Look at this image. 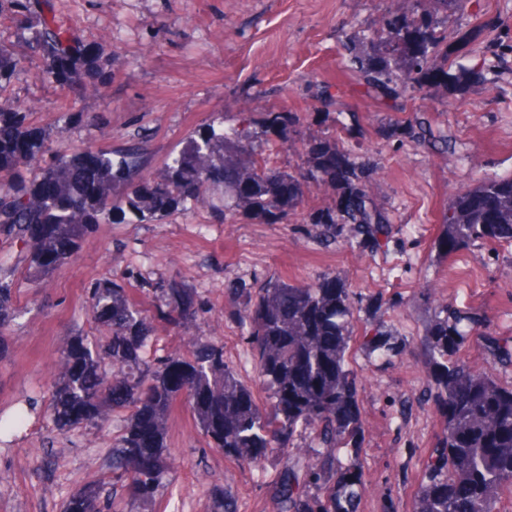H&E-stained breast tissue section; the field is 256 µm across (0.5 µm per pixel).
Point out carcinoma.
Returning <instances> with one entry per match:
<instances>
[{
	"label": "carcinoma",
	"mask_w": 512,
	"mask_h": 512,
	"mask_svg": "<svg viewBox=\"0 0 512 512\" xmlns=\"http://www.w3.org/2000/svg\"><path fill=\"white\" fill-rule=\"evenodd\" d=\"M431 8L409 24L390 14L367 30L350 27L351 57L364 82L404 94L445 78L435 60L438 30L465 9L467 0H427ZM15 29L14 44L0 41V84L38 58L59 86L82 87L99 75V60L57 15L54 0H0V19ZM301 126L297 112L271 111L259 122L222 115L190 135L164 163L162 173H144L145 145L118 149L74 148L52 128L33 127L27 113L0 103V242L17 249L39 281L51 279L77 252L95 224L116 214L151 224L176 212L212 208L284 218L303 204L305 189L346 187L333 208L312 212L309 223L336 240L340 226L379 244L392 225L367 205L363 186L336 147L314 142L308 169L268 171L265 147L290 149ZM440 244L448 253L476 242L512 245V176L486 179L457 195L443 214ZM12 269L0 266V359L8 351L4 330L18 309ZM154 315L115 282L87 291L100 340L77 337L61 354L52 391L51 417L59 429L102 428L125 414L121 433L108 451L112 483L90 482L74 492L65 512H137L151 502L171 467L167 425L177 403L190 406L195 427L213 447L250 469L270 457L282 468L270 485L262 512H362L370 478L358 462L365 435L360 404L363 376L349 367L355 321L349 289L325 276L312 284L279 277L242 288L237 319L249 327L256 382L269 394L263 402L224 361V347L192 341L185 353L159 354L152 318L186 328L207 313L195 289L175 281L142 289ZM435 318L419 342L425 395L435 408L439 432L425 450L424 477L410 512H501L498 493L512 490V384L477 370L458 357L472 318L448 296L431 305ZM383 317L365 332L371 363L388 365L410 340L384 337ZM502 366H512V336L491 337ZM308 448L305 455L296 449ZM208 512H237L232 495L216 490Z\"/></svg>",
	"instance_id": "obj_1"
}]
</instances>
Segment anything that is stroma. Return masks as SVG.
I'll use <instances>...</instances> for the list:
<instances>
[{
    "label": "stroma",
    "instance_id": "obj_1",
    "mask_svg": "<svg viewBox=\"0 0 512 512\" xmlns=\"http://www.w3.org/2000/svg\"><path fill=\"white\" fill-rule=\"evenodd\" d=\"M64 21L104 72L101 92L82 96L43 77L39 60L0 85V102L29 108L28 121L52 127L62 140L98 147L146 146L145 172L159 173L170 152L221 113L252 103L253 118L276 109L300 113V145L273 157L271 171L310 167L304 142L344 151L368 189L369 202L389 216L392 237L377 248L330 242L307 224L309 211L333 205L330 190L310 189L287 219L224 216L203 208L152 224L116 220L96 225L77 254L45 283L24 271L13 277L21 313L6 330L0 359V417L36 402L28 426L0 437V512H64L85 483L107 481L108 449L124 425L57 431L46 409L60 352L76 336L103 331L85 303L94 281L137 292L176 280L197 290L208 311L187 332L155 323L166 350L183 335L224 347V358L254 385L248 329L235 316L227 288L279 276L309 284L331 275L349 289L357 309L351 366L370 378L361 399L366 418L359 462L379 489L365 512H406L422 474L425 448L438 431L431 405L418 395L420 350L404 363L376 367L362 346L368 318L386 309L389 331L418 339L433 317L423 290L448 289L476 324L459 354L493 368L502 383L512 368L488 349L512 333V246L484 243L444 254L437 237L457 193L488 176L512 175V0H469L448 23V84L409 96L370 89L351 68L344 26L373 27L385 13L419 20L409 0H55ZM484 71L482 81L457 82L460 65ZM100 116L75 122L71 113ZM420 119L435 136L415 142L401 133ZM173 471L155 502L141 512H205L211 493H232L237 512H260L280 465L252 471L212 448L187 404L168 421Z\"/></svg>",
    "mask_w": 512,
    "mask_h": 512
}]
</instances>
